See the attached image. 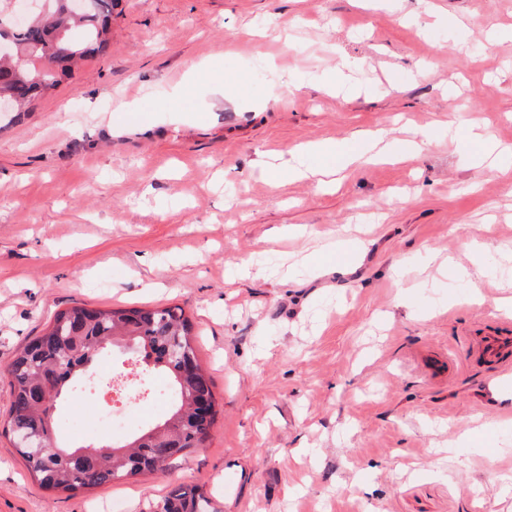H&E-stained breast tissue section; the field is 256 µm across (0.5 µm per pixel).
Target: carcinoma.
Wrapping results in <instances>:
<instances>
[{
	"instance_id": "carcinoma-1",
	"label": "carcinoma",
	"mask_w": 512,
	"mask_h": 512,
	"mask_svg": "<svg viewBox=\"0 0 512 512\" xmlns=\"http://www.w3.org/2000/svg\"><path fill=\"white\" fill-rule=\"evenodd\" d=\"M46 13H32L22 30L14 35L10 58L0 54V93L28 83L15 111L26 112L32 103L54 91L72 76L79 64L107 51L112 35L115 0H84L83 11L68 10L65 0H50ZM79 30L83 38L69 41ZM131 344L144 363L162 372L177 399L168 416L172 424L149 435L142 432L135 447L114 443L66 446L56 443L58 452L37 454V448L17 443V451L28 470L47 490L76 493L133 478L143 472L167 473L174 461L205 448L209 424L197 422L194 402L206 394L214 397L206 371L197 355L192 325L177 306L151 309L87 308L72 306L55 314L45 335L26 344L8 368L12 402L7 425L0 432L20 439L38 428L44 418L55 415L41 403L46 388L57 394H72L85 382L96 363L98 352L108 346ZM69 350L60 358L58 350ZM152 512H219L199 485L171 486Z\"/></svg>"
}]
</instances>
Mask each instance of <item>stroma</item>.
I'll return each mask as SVG.
<instances>
[{
    "label": "stroma",
    "mask_w": 512,
    "mask_h": 512,
    "mask_svg": "<svg viewBox=\"0 0 512 512\" xmlns=\"http://www.w3.org/2000/svg\"><path fill=\"white\" fill-rule=\"evenodd\" d=\"M468 119L512 148V0H119L107 54L0 129V421L14 356L77 304L181 306L217 416L169 473L74 496L0 434V512L173 483L219 512H512V406L471 356L512 320V171L464 158ZM380 128L432 142L283 171ZM479 264L474 293L451 270Z\"/></svg>",
    "instance_id": "35a3bbf8"
}]
</instances>
